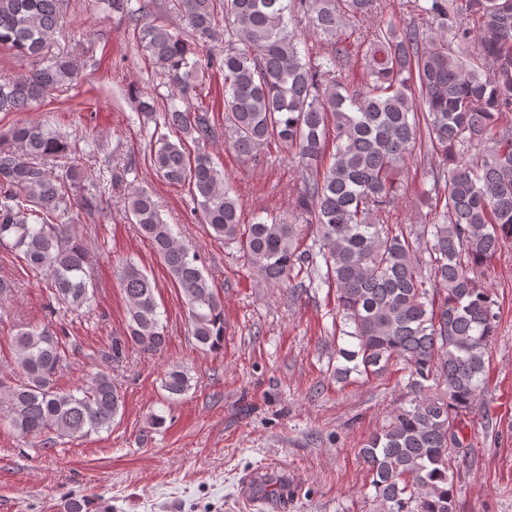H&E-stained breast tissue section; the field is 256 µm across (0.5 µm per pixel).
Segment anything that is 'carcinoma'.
<instances>
[{"label": "carcinoma", "instance_id": "cac0c4a2", "mask_svg": "<svg viewBox=\"0 0 512 512\" xmlns=\"http://www.w3.org/2000/svg\"><path fill=\"white\" fill-rule=\"evenodd\" d=\"M65 0H0V46L32 60L17 77L0 76V112H26L76 80L79 47H50ZM425 27L383 18V0H167L182 26L146 23L136 40L153 61L167 104L138 100L155 124L150 163L168 183L188 186V207L224 246L236 248L264 282L293 297L327 287L336 295V378L380 377L394 366L416 393L408 408L361 448L377 512H456L448 472L463 444L459 420L486 383L497 314L483 278L512 240V0H408ZM138 24L154 0H91ZM320 49L300 48L302 22ZM224 44L218 59L204 55ZM224 77V127L202 98L205 75ZM187 103L180 108L176 101ZM180 134L173 142L161 132ZM239 156L261 151L296 170L294 214L245 223L232 184L206 146L218 137ZM440 165L419 198L425 224H396L400 176L422 141ZM196 152L186 151L185 142ZM76 144L44 122L0 131V247L48 288L56 310L78 314L91 302L89 255L80 215L105 216L112 186L129 162L95 177L75 161ZM91 158L104 152L96 140ZM131 223L150 242L188 308L197 346L224 342V298L200 258L166 223L153 196L127 200ZM119 283L127 301L123 336L111 362L133 350L155 355L166 344L155 282L131 260ZM0 276V315L19 288ZM63 329L50 320L13 337L10 374L0 376V425L49 448L112 427L123 396L112 371L62 390ZM173 366L161 381L168 397L191 389Z\"/></svg>", "mask_w": 512, "mask_h": 512}]
</instances>
